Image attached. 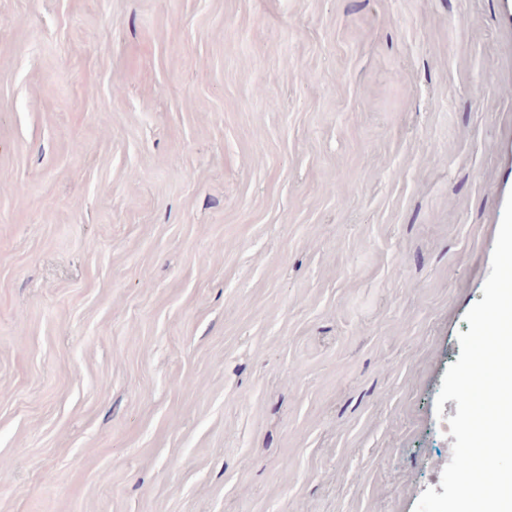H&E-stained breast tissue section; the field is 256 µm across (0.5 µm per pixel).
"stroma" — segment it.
I'll return each instance as SVG.
<instances>
[{"mask_svg":"<svg viewBox=\"0 0 512 512\" xmlns=\"http://www.w3.org/2000/svg\"><path fill=\"white\" fill-rule=\"evenodd\" d=\"M511 192L512 0H0V512H414Z\"/></svg>","mask_w":512,"mask_h":512,"instance_id":"35a3bbf8","label":"stroma"}]
</instances>
